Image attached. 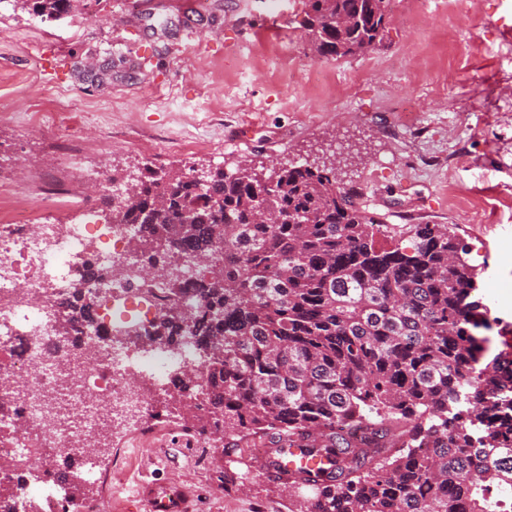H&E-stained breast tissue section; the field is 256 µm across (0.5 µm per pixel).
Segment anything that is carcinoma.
I'll return each instance as SVG.
<instances>
[{"instance_id":"1","label":"carcinoma","mask_w":512,"mask_h":512,"mask_svg":"<svg viewBox=\"0 0 512 512\" xmlns=\"http://www.w3.org/2000/svg\"><path fill=\"white\" fill-rule=\"evenodd\" d=\"M389 2L303 0L313 55L380 47ZM70 3L32 10L59 17ZM267 176L146 166L123 177L120 203L101 197L144 226L136 246L150 258L210 255L199 313L175 310L156 330L172 342L189 326L204 353L162 408L202 434L222 428L226 448L257 437L319 460L288 483L303 512H512V352L472 375L488 309L455 227L384 224L330 169L287 162ZM90 308L76 292L63 330ZM72 469L69 512L87 489Z\"/></svg>"}]
</instances>
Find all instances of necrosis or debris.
<instances>
[{
	"label": "necrosis or debris",
	"instance_id": "obj_1",
	"mask_svg": "<svg viewBox=\"0 0 512 512\" xmlns=\"http://www.w3.org/2000/svg\"><path fill=\"white\" fill-rule=\"evenodd\" d=\"M141 233L94 215L82 224L33 220L23 209L0 224V485L18 484L28 462L40 490L36 499L17 494L15 512H60L61 485L41 464L42 449L78 455L97 480L107 435L157 416L170 375L200 365L191 334L169 344L154 328L170 305L199 308L204 268L185 259L150 264L130 247ZM174 275L182 292L170 303L164 294ZM78 283L97 310L76 316L70 335L55 315Z\"/></svg>",
	"mask_w": 512,
	"mask_h": 512
}]
</instances>
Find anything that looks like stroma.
<instances>
[{
    "mask_svg": "<svg viewBox=\"0 0 512 512\" xmlns=\"http://www.w3.org/2000/svg\"><path fill=\"white\" fill-rule=\"evenodd\" d=\"M378 49L317 59L302 0H72L44 22L0 5V162L17 194L47 182L83 198L93 171L136 174L334 164L339 186L388 224H455L480 293L512 339V0H391ZM125 55L112 84L76 63ZM319 67L323 83L311 80ZM412 111L411 122L400 114ZM175 425L149 449L112 439L106 470L127 480L113 512H147L141 489L178 488L189 512H289L287 488L225 473L222 442Z\"/></svg>",
    "mask_w": 512,
    "mask_h": 512,
    "instance_id": "35a3bbf8",
    "label": "stroma"
}]
</instances>
